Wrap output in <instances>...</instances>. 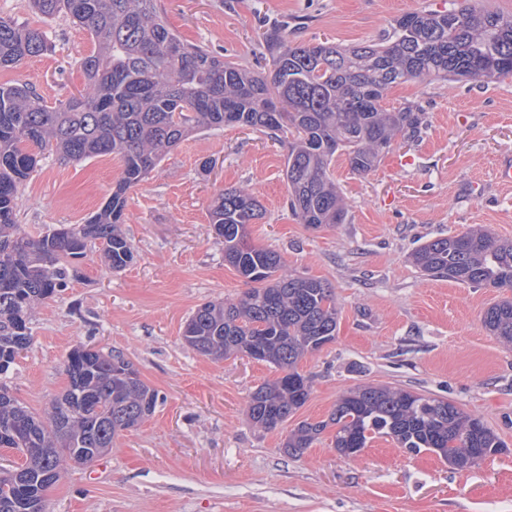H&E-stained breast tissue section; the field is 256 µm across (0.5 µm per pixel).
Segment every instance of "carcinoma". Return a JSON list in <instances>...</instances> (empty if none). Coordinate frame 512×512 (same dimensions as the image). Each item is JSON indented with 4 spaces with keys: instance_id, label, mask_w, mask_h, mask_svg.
Wrapping results in <instances>:
<instances>
[{
    "instance_id": "cac0c4a2",
    "label": "carcinoma",
    "mask_w": 512,
    "mask_h": 512,
    "mask_svg": "<svg viewBox=\"0 0 512 512\" xmlns=\"http://www.w3.org/2000/svg\"><path fill=\"white\" fill-rule=\"evenodd\" d=\"M45 18L64 15L90 31L93 48L82 59L85 88L47 105L32 88L0 83V376L31 343L33 308L79 276L74 261L102 245L105 264L119 271L134 258L120 230L127 192L193 133L241 127L288 139V207L318 229L345 220L330 166L346 156L357 174L371 171L399 139L420 136L424 112L415 105L387 108L394 86L432 79L489 82L512 76V15L483 0H456L447 12L407 13L380 42L341 48L264 37L269 73L188 44L172 30L156 0H29ZM47 33L0 18V69H14L48 51ZM69 160L117 154L122 173L111 195L83 224L29 236L18 223L20 191L37 167L35 150ZM259 201L245 187L226 188L210 210L224 240V262L250 285L243 295L207 302L186 322L184 339L200 354L227 359L239 353L273 365L283 376L251 395L248 416L264 430L288 421L306 403L310 385L297 370L308 352L336 336L338 309L329 283L282 271L280 256L249 243L261 219ZM414 264L461 284L512 289V240L482 229L439 237L420 246ZM482 323L512 347V298L490 306ZM67 389L38 417L0 385V448L24 463L0 478V512H47L46 491L67 462L91 463L120 432L154 413L158 393L123 354L85 345L66 360ZM334 447L349 456L377 437L410 453L430 451L458 469L504 448L480 418L455 403L402 388L358 386L343 393L329 420L302 421L284 448L300 456L328 427Z\"/></svg>"
}]
</instances>
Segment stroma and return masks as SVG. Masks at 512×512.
<instances>
[{
	"instance_id": "stroma-1",
	"label": "stroma",
	"mask_w": 512,
	"mask_h": 512,
	"mask_svg": "<svg viewBox=\"0 0 512 512\" xmlns=\"http://www.w3.org/2000/svg\"><path fill=\"white\" fill-rule=\"evenodd\" d=\"M452 0H158L183 39L258 69L263 32L340 47L379 41L410 12L445 11ZM0 18L47 32L52 48L0 82L28 84L48 103L85 84L89 32L65 16L44 20L28 0H0ZM421 106L428 126L395 145L365 175L336 155L344 223L312 229L286 203L287 150L238 127L195 134L128 193L122 229L134 261L110 270L99 247L79 262L68 288L38 305L32 343L5 382L30 411L44 414L68 386L69 352L85 344L122 352L159 393L155 412L120 432L104 456L67 465L46 493L48 512H512V348L490 336L483 312L506 297L422 272L421 244L483 227L512 239V186L495 168L512 157V77L406 82L387 106ZM118 155L72 161L44 152L22 189L18 218L39 236L80 224L111 194ZM251 189L263 216L252 244L277 252L289 272L329 282L339 312L336 338L306 354L305 405L273 430L247 416L251 393L277 377L244 355L214 361L184 340L189 316L208 301L234 300L244 280L224 261L210 224L218 194ZM363 385L403 388L454 402L481 418L505 447L478 466L456 469L437 454L407 452L387 437L354 457L334 448L327 428L311 448L288 456L298 422L328 419L339 395Z\"/></svg>"
}]
</instances>
